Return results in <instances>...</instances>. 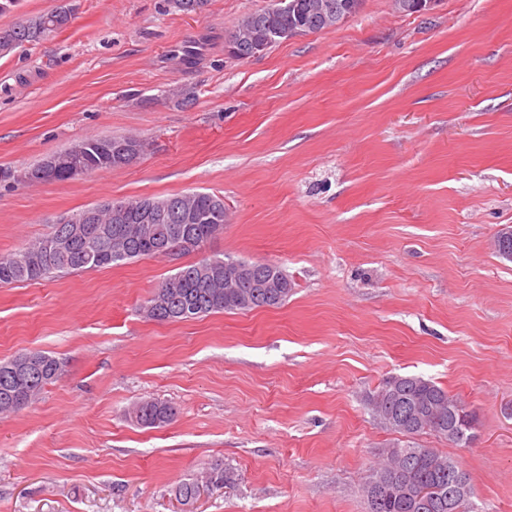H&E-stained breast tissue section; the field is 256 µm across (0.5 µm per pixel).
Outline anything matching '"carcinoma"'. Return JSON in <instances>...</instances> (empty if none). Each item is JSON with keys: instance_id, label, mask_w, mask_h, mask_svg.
I'll return each mask as SVG.
<instances>
[{"instance_id": "cac0c4a2", "label": "carcinoma", "mask_w": 512, "mask_h": 512, "mask_svg": "<svg viewBox=\"0 0 512 512\" xmlns=\"http://www.w3.org/2000/svg\"><path fill=\"white\" fill-rule=\"evenodd\" d=\"M331 7L344 1L349 14L356 15L364 0H287L288 7L273 3L261 12L243 17L237 31L239 60H246L269 47L287 40L299 30L317 33L338 26L336 16L315 10L317 2ZM69 11L61 9L35 16L25 22L0 29V45L13 42L17 47L41 40L63 28ZM127 143V137L86 138L84 157L92 171L114 168L108 152ZM180 200L179 213L172 220L149 218L140 210L141 202L158 204L170 201L143 197L127 200V211L115 222L112 210L101 208L94 224H79L80 236H67L57 242L58 227L50 234L7 256L0 257V285L39 281L52 273L106 268L123 260L159 257L155 240L182 232L185 237L172 245L181 251L204 246L224 233V199L209 193L175 194ZM254 267L235 293L224 292V264ZM260 262L233 257L205 258L185 265L166 278L157 291L168 295L164 304L156 306L146 318L159 322L196 319L217 312H247L257 308L278 307L293 292V282L283 275L282 287L264 288L265 274L258 270ZM34 370L18 365L24 353L0 361V415L17 413L31 405L44 388L58 379L60 361L43 351ZM372 414L383 426L405 440L392 443L382 459L371 470L363 485L370 512H448V466L460 464L432 448H423L414 437L431 431L460 445L472 441L474 415L448 391L418 376H391L384 380L369 399ZM175 408L156 399L139 401L132 409L136 423L158 428L170 423ZM209 485L222 488L233 479V472L216 462L209 468ZM176 498L188 504L199 497L196 480L189 479L175 488Z\"/></svg>"}]
</instances>
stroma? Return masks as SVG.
<instances>
[{"label":"stroma","instance_id":"1","mask_svg":"<svg viewBox=\"0 0 512 512\" xmlns=\"http://www.w3.org/2000/svg\"><path fill=\"white\" fill-rule=\"evenodd\" d=\"M271 0H19L0 28L73 8L0 56V256L106 200L209 192L224 234L0 285V359L63 364L0 418V512H369L362 485L396 441L368 398L393 375L435 382L476 416L455 445L473 501L512 512V0L405 15L364 0L341 26L255 57L226 39ZM143 139L131 164L30 185L20 172L88 137ZM269 261L278 307L158 322L140 307L183 265ZM156 398L161 428L130 419ZM224 489L182 504L211 463ZM131 414L140 426L158 428L170 423L176 415V410L167 402L145 399L133 407Z\"/></svg>","mask_w":512,"mask_h":512}]
</instances>
